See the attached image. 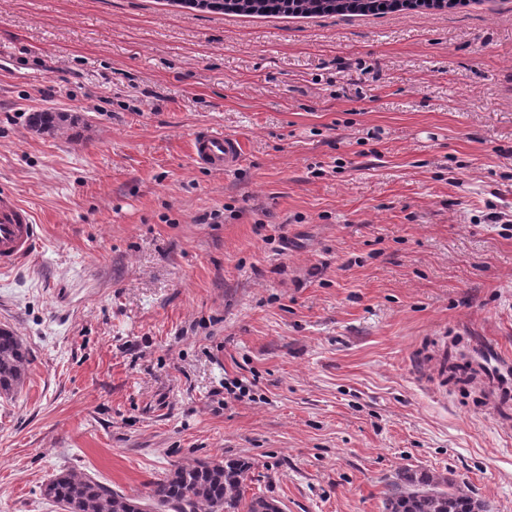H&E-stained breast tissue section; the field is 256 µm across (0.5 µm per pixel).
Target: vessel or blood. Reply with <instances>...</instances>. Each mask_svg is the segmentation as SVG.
<instances>
[{
  "mask_svg": "<svg viewBox=\"0 0 512 512\" xmlns=\"http://www.w3.org/2000/svg\"><path fill=\"white\" fill-rule=\"evenodd\" d=\"M195 161L212 171H230L243 154L240 138L209 130L191 136ZM38 242L31 212L10 192H0V270L7 271L33 255Z\"/></svg>",
  "mask_w": 512,
  "mask_h": 512,
  "instance_id": "1",
  "label": "vessel or blood"
}]
</instances>
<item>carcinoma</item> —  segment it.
I'll return each instance as SVG.
<instances>
[{"mask_svg": "<svg viewBox=\"0 0 512 512\" xmlns=\"http://www.w3.org/2000/svg\"><path fill=\"white\" fill-rule=\"evenodd\" d=\"M194 7L246 16L313 17L329 14L367 15L403 10L452 9L458 0H191ZM66 122L55 112H35L34 127ZM29 363L28 350L15 334L0 328V391L18 387ZM249 463L228 460L178 466L152 481L143 496L126 495L73 470L50 480L42 494L61 512H282L280 503L263 496L243 503ZM383 512H490L469 487L443 472L404 470L390 484Z\"/></svg>", "mask_w": 512, "mask_h": 512, "instance_id": "cac0c4a2", "label": "carcinoma"}]
</instances>
